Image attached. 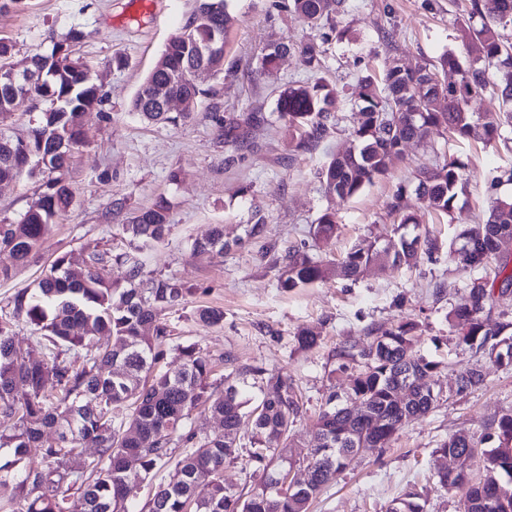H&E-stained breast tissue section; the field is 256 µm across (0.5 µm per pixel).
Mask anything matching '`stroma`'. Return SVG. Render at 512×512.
Wrapping results in <instances>:
<instances>
[{"mask_svg": "<svg viewBox=\"0 0 512 512\" xmlns=\"http://www.w3.org/2000/svg\"><path fill=\"white\" fill-rule=\"evenodd\" d=\"M128 0H22L0 11V37L9 39V59L23 69L30 57L50 53L52 41L70 29L84 33L73 52L94 74L106 96L102 111L86 113L83 144L69 160L66 177L75 198L39 241L27 262L0 249V308L18 290L35 287L63 255L82 260L95 250H131L118 231L113 199L128 210L150 207L157 199L171 203L166 238L135 251L149 275L179 280L190 293L170 312L173 343H195L216 364L214 385L224 383L222 360L232 355L237 366H260L288 373L303 400L293 431L309 446L315 423L332 386L347 383L339 372V351L364 346L372 327L388 328L410 319L419 325L415 353L440 360L433 382L442 395L424 418L406 425L380 452L364 450L327 485L309 512H386L391 501L418 490L427 512H458L457 495L441 488L435 477V450L451 434L480 435L501 414L512 411V367L494 363L456 346L448 312L471 279L449 247L456 226L481 222L494 201L512 196L503 181L512 168V140L487 146L445 142L443 130L430 128L423 141L402 148L387 175L375 179L349 200L326 196L319 168L332 155L352 147L355 90L359 78L381 71L399 58L409 67L433 62L445 51L464 53L459 38L467 22L466 0H346L337 18L338 32L328 37L323 68L308 71L295 55L261 69L259 57L268 43L321 39L289 7L290 0H228L233 22L224 46V71L204 82L191 121L152 124L131 110V100L155 65L167 41L180 33L195 0H153L150 11L135 14ZM123 56V66L112 65ZM324 80L336 90V125L315 149L297 147L288 124L276 110L279 93L291 84ZM257 118L242 125L238 140L217 136L213 113ZM457 157L468 185L446 217H431L426 202L410 186L419 166ZM110 181H101L102 171ZM179 171L171 180V171ZM40 174L25 173L0 184V222L14 224L37 200ZM407 191L405 210L421 215L420 227H402L387 204L399 186ZM336 214L338 230L314 256H343L353 245L374 242L395 247L401 237L427 232L443 244L436 260L420 259L410 268L375 265L355 280L334 277L286 291L278 283L289 248L311 240V226L324 211ZM224 227L223 255L198 257L195 240L213 225ZM202 306L223 309L224 321H198ZM313 330L314 348L303 349L298 334ZM480 365L485 384L455 396L458 370Z\"/></svg>", "mask_w": 512, "mask_h": 512, "instance_id": "obj_1", "label": "stroma"}]
</instances>
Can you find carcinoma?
Returning a JSON list of instances; mask_svg holds the SVG:
<instances>
[{"instance_id": "obj_1", "label": "carcinoma", "mask_w": 512, "mask_h": 512, "mask_svg": "<svg viewBox=\"0 0 512 512\" xmlns=\"http://www.w3.org/2000/svg\"><path fill=\"white\" fill-rule=\"evenodd\" d=\"M345 0H292L294 11L313 28L336 29V17ZM463 41L478 45V54L465 57L446 51L433 62L406 67L393 60L385 64L381 79L372 76L358 83L352 128L354 146L334 155L319 171L324 192L350 199L379 176L400 156L401 146L422 141L431 126H442L453 140L489 143L512 130V39L503 30L512 27V0H470ZM232 22L226 0H196L184 31L164 46L154 67L131 101V109L152 122L183 124L193 111L168 112L169 98H198L201 84L187 79L192 71L211 65L224 67L225 37ZM85 34L73 29L53 42L51 53L30 57L29 78L22 73L10 80L0 77V114L18 111L34 98L50 101L26 136L0 132V183L16 179L40 153L48 157L37 202L16 224H0V248L19 261L28 259L55 219L74 201V189L64 177L71 148L80 143L79 118L83 112L101 111L105 97L88 68L72 57L71 44ZM311 71L321 68L326 52L315 40L288 47ZM458 73L447 82L444 75ZM499 101V109L474 118L469 102L484 93ZM336 91L317 81L290 85L276 104L288 127L302 131L300 145L314 149L332 122L330 107ZM218 138H240L241 123L212 116ZM465 178L455 159L420 169L415 176V195L438 214L448 215L463 193ZM405 189L400 187L388 204L400 213L401 225L419 226L414 213L400 212ZM170 206L159 200L151 207L125 217L119 230L129 243L158 242L170 227ZM336 234V215L325 211L313 225L312 240L326 244ZM457 253L470 269L495 262L493 279L477 278L468 284L460 300L448 312L456 345L486 357L507 356L512 366V319L485 316L492 307L495 284L500 294L512 290V258L502 245L512 241V197L498 199L484 223L458 234ZM441 245L428 234L402 239L391 251L375 244L353 247L341 262L318 260L304 247L288 250L280 270L279 285L286 290L304 288L336 273L357 279L373 264L410 266L420 257L433 261ZM197 256L224 253V228L216 226L194 243ZM116 263L127 267L120 283L106 278L102 268ZM71 258H58L33 289L17 292L11 310L0 315V415L15 419L13 430L0 432V448L11 450V459L0 462V512H308L310 502L334 481L356 448H384L404 425L434 409L440 396L432 374L441 363L413 353L418 324L401 321L384 330H371L372 341L360 351L345 347L339 357L360 362L349 376V386L332 390L317 419L316 442L296 455L314 470V480L291 493L273 484L284 472L282 456L297 447L290 432L300 401L288 374L268 373L262 367L238 368L226 354L231 372L224 389L216 392L209 383L210 360L194 344L177 345L180 366L162 369L171 329L168 314L190 293L179 281L163 275L143 284V266L129 253L108 251L89 256L84 267L72 268ZM21 322L38 333L40 355L33 357L15 345L13 331ZM109 338L98 345L79 329ZM266 389L260 403L246 412L248 400L241 384ZM461 395L484 384L485 375L475 365L457 375ZM409 393L407 402L399 392ZM366 406L355 418L349 406ZM200 404L218 418L223 431L199 435L188 423ZM252 419L247 441L241 444L239 429ZM58 433L56 446L42 445L46 430ZM94 453L82 455L81 448ZM246 450L248 463L259 479L248 491L224 485V464ZM472 453L479 457L484 484L473 483L463 473L437 470L441 487L459 494L460 512H512L498 502V490L512 492V413L493 421L478 437L452 434L435 453L449 456ZM170 467L168 477L154 484L151 497L136 511L144 484L158 470ZM210 487L203 499L195 497L200 484ZM388 512H427L426 500L409 491L392 501Z\"/></svg>"}]
</instances>
